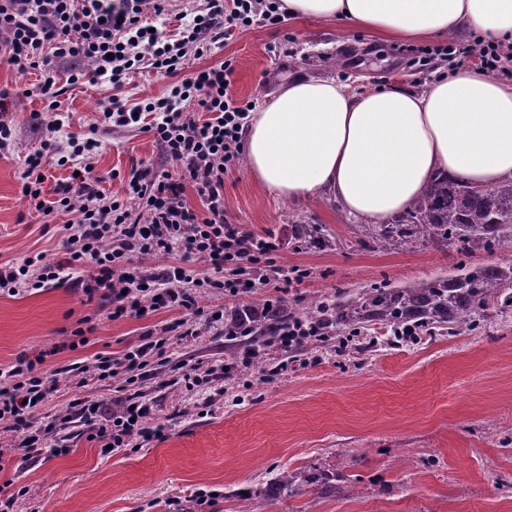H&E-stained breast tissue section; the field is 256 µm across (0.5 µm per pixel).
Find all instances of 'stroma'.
<instances>
[{
  "instance_id": "1",
  "label": "stroma",
  "mask_w": 512,
  "mask_h": 512,
  "mask_svg": "<svg viewBox=\"0 0 512 512\" xmlns=\"http://www.w3.org/2000/svg\"><path fill=\"white\" fill-rule=\"evenodd\" d=\"M473 33L431 40L388 39L342 22L290 18L279 26L254 23L234 28L224 45L191 59L190 68L231 61L236 99L261 105L288 75L349 83L352 90L404 81L421 89L447 65L449 41L469 42ZM40 71L26 75L0 66V118L14 139L0 150V263L20 262L37 253L61 261L59 228L78 212L48 216L29 210L20 179L24 157L41 132L32 113L59 119L60 142L95 134L92 156L99 187L115 198L125 195L132 165H155L177 175L178 164L163 157L152 134L101 123L113 97L133 107L162 95L163 76L138 70L124 86L104 80L69 85L57 108L24 96L41 82ZM224 217L245 232L275 243L278 266L307 269L302 284L275 291L260 284L252 293L207 295L201 307L227 309L280 298L307 303L332 298L337 289L387 281L407 286L455 273V247L439 251L406 245L395 251L363 249L357 218L321 193L292 201L266 191L246 163L224 174ZM319 224L340 237V250L295 247L292 222ZM88 268L71 270L68 281L15 296L0 292V369L16 358L47 353L45 370L55 389L42 407L66 415L75 400H120L121 379L90 381L75 388L74 364L95 355L122 357L146 331L169 321L161 310L146 317L111 319L107 306L87 302L75 285ZM92 330L86 346L65 347L80 318ZM244 344H232L209 326L191 341L172 340L168 361L142 377L136 390L154 404L162 438L138 448L102 453L82 430L60 435L70 450H36L22 460L10 432L0 428V489L16 495L15 512H236V494H251L281 471L305 465L340 469L362 477L353 495L322 499L305 485L293 496L269 503L252 501L253 512H512V494L496 487L512 479V316H495L486 328L459 336L380 337L369 359L340 354L335 342L307 351L266 348L267 369L242 360ZM237 362L228 379L194 389L181 383V367Z\"/></svg>"
}]
</instances>
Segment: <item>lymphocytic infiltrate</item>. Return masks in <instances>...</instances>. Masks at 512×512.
I'll return each instance as SVG.
<instances>
[{"label": "lymphocytic infiltrate", "mask_w": 512, "mask_h": 512, "mask_svg": "<svg viewBox=\"0 0 512 512\" xmlns=\"http://www.w3.org/2000/svg\"><path fill=\"white\" fill-rule=\"evenodd\" d=\"M169 0H0V65L19 75L40 70L43 82L35 94L52 97L59 72L69 84L89 72L120 86L127 75L140 69L169 77L163 97L147 102L151 114L147 127L163 154L180 165L179 178L151 168H132L127 200L106 195L92 174L95 138L61 145L58 122L44 121L41 113L31 119L42 135L37 149L27 154L21 193L28 207L50 215L79 206L78 223L61 227L66 264L46 254L24 263L0 265V290L13 294L47 288L62 280L64 267L93 266L82 287L87 298L109 301L110 315L143 317L167 310L175 317L159 331L144 334L138 345L122 358L96 356L97 379L124 377L126 382L144 375L150 365L161 364L171 338L194 339L197 324L223 319L220 311L206 312L200 299L211 291L231 294L252 292L267 282V268L275 250L265 238L241 230L224 217V172L238 164L250 105L235 99L229 87L231 62L216 67L187 70L190 57L222 47L229 30L238 24L284 22L274 0H203L179 39L167 41L152 31L149 15L166 14ZM451 63L461 66L478 58L490 72H512V47L482 39L448 46ZM195 100L206 120L192 118L182 104ZM64 166L79 165L76 182L58 184L55 199L43 196L41 176L49 159ZM193 186L201 209H194L185 195ZM145 256L164 257L158 268L136 266ZM204 259L206 268H192ZM45 355L19 357L0 376V422L15 435L14 450L30 455L56 437L58 422L35 421L33 413L47 399L52 384L39 367ZM153 406L138 393L120 399L115 407L100 402H78L70 423L83 427L89 440L125 448L136 441L163 435L151 422Z\"/></svg>", "instance_id": "lymphocytic-infiltrate-1"}]
</instances>
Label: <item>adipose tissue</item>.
<instances>
[{"mask_svg":"<svg viewBox=\"0 0 512 512\" xmlns=\"http://www.w3.org/2000/svg\"><path fill=\"white\" fill-rule=\"evenodd\" d=\"M288 15L339 19L404 39L480 31L512 44V0H282ZM248 170L276 196L330 192L350 215L384 224L437 174L490 187L512 179V84L477 69L351 93L289 76L252 116Z\"/></svg>","mask_w":512,"mask_h":512,"instance_id":"obj_1","label":"adipose tissue"}]
</instances>
